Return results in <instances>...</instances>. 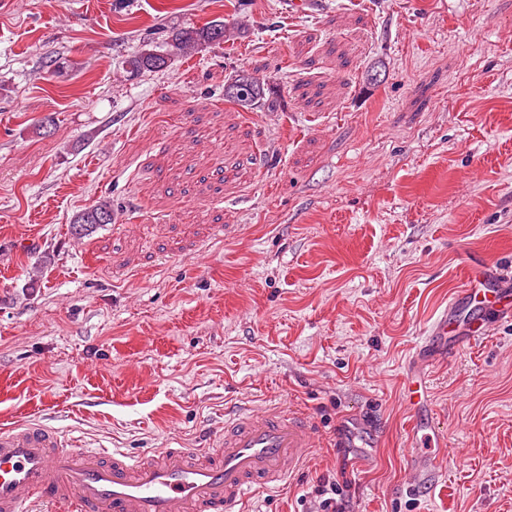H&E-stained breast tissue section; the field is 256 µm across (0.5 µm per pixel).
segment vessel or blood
<instances>
[{
  "instance_id": "1",
  "label": "vessel or blood",
  "mask_w": 512,
  "mask_h": 512,
  "mask_svg": "<svg viewBox=\"0 0 512 512\" xmlns=\"http://www.w3.org/2000/svg\"><path fill=\"white\" fill-rule=\"evenodd\" d=\"M512 323V282L496 265L469 260L463 287L427 330L419 361L403 381L413 417L408 483L431 493L447 457L429 421L424 368L480 341L486 312ZM376 435L358 420L345 422L336 444L359 448L363 463ZM311 420L291 409L232 407L224 431L200 448H162L131 455L103 448H77L58 429L35 419L0 427V512H30L39 502L67 503L76 512H240L254 490H271L298 472L309 449L318 447Z\"/></svg>"
}]
</instances>
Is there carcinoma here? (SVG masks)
<instances>
[{
    "label": "carcinoma",
    "mask_w": 512,
    "mask_h": 512,
    "mask_svg": "<svg viewBox=\"0 0 512 512\" xmlns=\"http://www.w3.org/2000/svg\"><path fill=\"white\" fill-rule=\"evenodd\" d=\"M225 26L220 20H213L208 24L195 28H174L169 32L166 45L169 49L162 51L156 49H143L125 60L126 73L139 75L144 72H156L160 67L156 61L160 60L164 65L171 64L175 54H186L203 45L220 44L224 42ZM233 93L224 95V100L238 105L247 102L259 103L264 99L265 93L262 84L256 79H238L232 83ZM114 217L112 204L108 201H99L80 213L70 224L71 234L83 238L89 235L92 229L103 224V218Z\"/></svg>",
    "instance_id": "1"
}]
</instances>
